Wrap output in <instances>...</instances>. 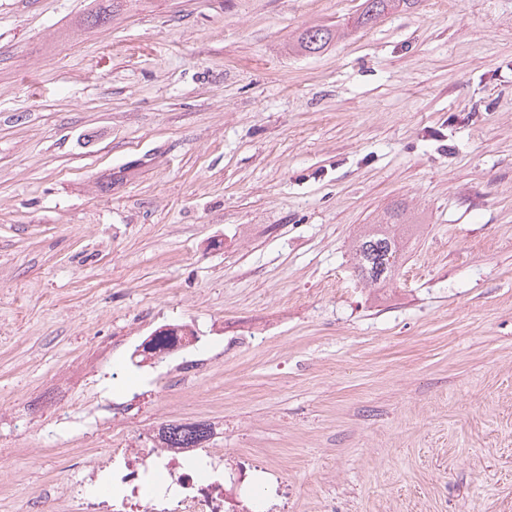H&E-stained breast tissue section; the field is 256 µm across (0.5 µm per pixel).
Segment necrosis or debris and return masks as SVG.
Segmentation results:
<instances>
[{
	"label": "necrosis or debris",
	"instance_id": "4bbe7bcc",
	"mask_svg": "<svg viewBox=\"0 0 512 512\" xmlns=\"http://www.w3.org/2000/svg\"><path fill=\"white\" fill-rule=\"evenodd\" d=\"M154 348L134 350L137 358L179 357L178 378L189 382L200 369L193 359L199 339L182 324L158 328ZM159 429L140 435L138 446L117 445L100 460H86L88 478L109 472L116 488L115 504L87 493L71 496V512H262L250 484H240L234 502H227L224 451L220 448H164Z\"/></svg>",
	"mask_w": 512,
	"mask_h": 512
}]
</instances>
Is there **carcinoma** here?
Masks as SVG:
<instances>
[{
	"label": "carcinoma",
	"instance_id": "obj_1",
	"mask_svg": "<svg viewBox=\"0 0 512 512\" xmlns=\"http://www.w3.org/2000/svg\"><path fill=\"white\" fill-rule=\"evenodd\" d=\"M141 0H96L95 7L83 18L82 24L93 27L105 24L124 11L138 7ZM414 0H363L356 19L359 26H368L380 17L399 8H408ZM340 35L331 26H311L295 39L300 54L313 55L327 49ZM400 213L394 211L383 224H368L355 246V268L361 279L376 286L389 281L397 268L400 246L397 233ZM211 436L210 425L204 422H171L162 426L161 440L165 448H197Z\"/></svg>",
	"mask_w": 512,
	"mask_h": 512
}]
</instances>
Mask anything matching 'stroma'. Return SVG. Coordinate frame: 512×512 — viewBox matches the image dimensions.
<instances>
[{"mask_svg":"<svg viewBox=\"0 0 512 512\" xmlns=\"http://www.w3.org/2000/svg\"><path fill=\"white\" fill-rule=\"evenodd\" d=\"M88 3L0 0V512L172 421L288 512H512V0ZM165 323L200 338L175 396L130 362ZM95 7L83 18L82 24L93 27L105 24L124 11L138 7L141 0H96ZM414 0H364L362 11L355 23L357 26H368L376 22L380 17L399 7L408 8L414 4ZM339 35V29L331 26H311L297 35L294 46L300 54H318L326 50ZM401 214L389 213L385 224H367L354 246L355 268L370 285L389 281L397 268L400 246L397 228Z\"/></svg>","mask_w":512,"mask_h":512,"instance_id":"stroma-1","label":"stroma"}]
</instances>
